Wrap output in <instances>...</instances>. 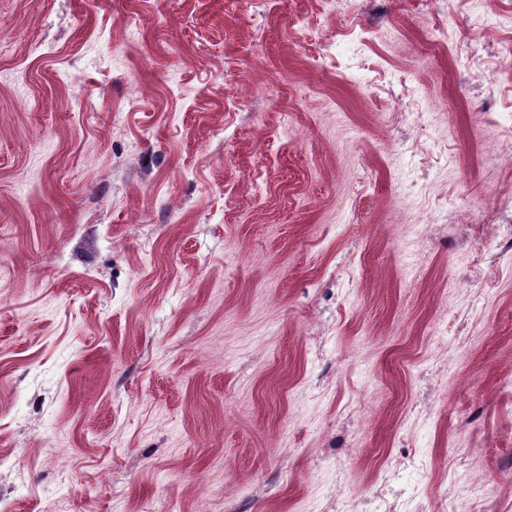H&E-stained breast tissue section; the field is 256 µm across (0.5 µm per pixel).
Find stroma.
Returning <instances> with one entry per match:
<instances>
[{
    "label": "stroma",
    "mask_w": 512,
    "mask_h": 512,
    "mask_svg": "<svg viewBox=\"0 0 512 512\" xmlns=\"http://www.w3.org/2000/svg\"><path fill=\"white\" fill-rule=\"evenodd\" d=\"M512 0H0V512H512Z\"/></svg>",
    "instance_id": "stroma-1"
}]
</instances>
